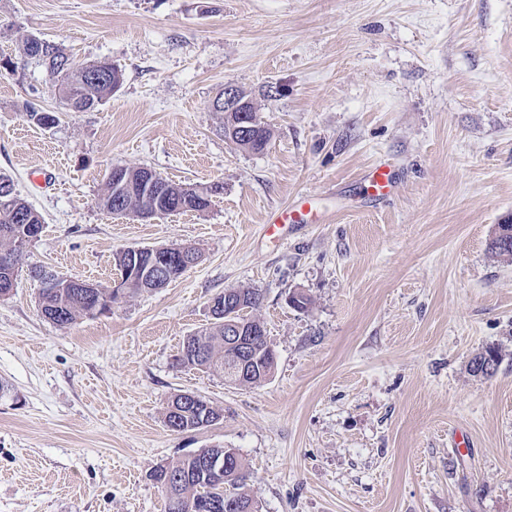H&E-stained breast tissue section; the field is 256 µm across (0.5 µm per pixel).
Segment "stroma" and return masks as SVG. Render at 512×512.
Listing matches in <instances>:
<instances>
[{
    "mask_svg": "<svg viewBox=\"0 0 512 512\" xmlns=\"http://www.w3.org/2000/svg\"><path fill=\"white\" fill-rule=\"evenodd\" d=\"M32 38L111 62L121 88L62 111ZM228 83L263 151L225 138ZM375 162L398 193L370 203ZM122 166L224 192L114 215L97 201ZM0 173L44 225L0 298V512H165L152 471L214 445L259 512H512V259L488 248L512 223V0H0ZM306 195L328 223L264 238ZM172 244L201 258L165 288L40 315L33 267L107 285L116 252ZM228 288L262 296L276 367L257 386L175 361ZM489 347L496 374L473 375ZM183 392L222 419L171 431ZM213 107L219 112H237V118L231 120L229 132L234 137H248L253 128V121L250 119L251 112L254 111L253 102L249 97H245L237 86L225 84L224 90L217 95L213 101ZM256 128L248 139H231L225 134L226 122L224 118V135L232 140L239 148L246 151L260 152L267 146L271 132L265 122L257 115L255 116Z\"/></svg>",
    "mask_w": 512,
    "mask_h": 512,
    "instance_id": "obj_1",
    "label": "stroma"
}]
</instances>
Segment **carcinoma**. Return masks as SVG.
Masks as SVG:
<instances>
[{"instance_id":"carcinoma-1","label":"carcinoma","mask_w":512,"mask_h":512,"mask_svg":"<svg viewBox=\"0 0 512 512\" xmlns=\"http://www.w3.org/2000/svg\"><path fill=\"white\" fill-rule=\"evenodd\" d=\"M24 55L36 59L47 73L58 82V90L68 92L82 99L102 102L107 96L117 90L112 81L81 80L76 75L65 72L57 65L58 57L63 51L54 42L48 41L43 50L33 53L29 44H24ZM256 128L250 137L235 139L239 148L246 151L260 152L267 146L271 132L265 122L255 118ZM155 179L164 191L159 198L144 195V182ZM120 179L126 185L121 208L131 213L140 209L151 210L159 208L162 214L195 211L203 212L211 205L213 194L202 184L185 186L167 181L159 176L152 177V171L146 168H122ZM32 224L42 223V217L15 192H10V202L4 203L0 196V289L9 287L16 280V272L20 261L25 255L31 242L19 240L23 232V220ZM508 229L511 234L505 237L495 235L490 243V250L500 256L512 257V224H500L498 229ZM108 291L105 285L100 286L99 293L90 295L79 287L70 286L64 292L40 293L39 313L47 320L56 323L61 315H66L65 323L70 324L79 316L87 315L89 309L95 307ZM243 294L245 305L250 311L236 317L248 326L261 330L263 323L252 311L261 304L260 295L252 289H238ZM187 341L198 346L204 352V357L192 363V366L214 372L224 378V382L238 385L236 350L228 346L224 326L210 323L200 332L187 337ZM206 404V400L197 397L196 406H184L180 399L168 404L165 422L169 428L178 425L182 430L202 428L198 408ZM154 480L160 484L165 494L166 512H195L201 504H220L217 512H259V505L246 490V470L241 457L237 456L230 468L224 471L223 488L210 481L203 473L197 460L188 456L180 461L158 467L153 474Z\"/></svg>"}]
</instances>
